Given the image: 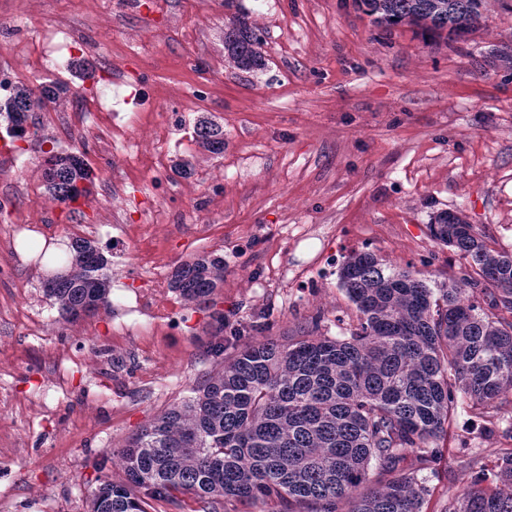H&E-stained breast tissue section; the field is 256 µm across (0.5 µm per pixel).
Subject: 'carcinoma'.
<instances>
[{
	"instance_id": "carcinoma-1",
	"label": "carcinoma",
	"mask_w": 512,
	"mask_h": 512,
	"mask_svg": "<svg viewBox=\"0 0 512 512\" xmlns=\"http://www.w3.org/2000/svg\"><path fill=\"white\" fill-rule=\"evenodd\" d=\"M386 28L408 22L448 31L456 40L483 17L486 0H357ZM232 12L224 54L242 72L266 67L261 38L241 0ZM56 95L12 103L16 125ZM196 140L224 153V129L200 125ZM43 180L61 205L75 211L95 178L80 156L47 151ZM432 242L456 250L466 278L431 285L421 273L365 251L345 258L339 288L356 310L343 338L319 334L321 316L301 335L248 343L219 370L131 436L119 453L125 480L108 475L91 492L89 512H148L153 501L177 503L189 494L201 512L226 500L271 501L276 512H423L427 478L418 472L437 458L458 403L494 418L512 404V252L491 245L465 214L444 211L428 225ZM107 259L89 239L74 238L64 269L46 278L45 294L68 319L108 306ZM224 286V257L196 255L172 272L170 287L208 305ZM454 495L448 512H512V448Z\"/></svg>"
}]
</instances>
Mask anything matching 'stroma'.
I'll list each match as a JSON object with an SVG mask.
<instances>
[{
	"mask_svg": "<svg viewBox=\"0 0 512 512\" xmlns=\"http://www.w3.org/2000/svg\"><path fill=\"white\" fill-rule=\"evenodd\" d=\"M152 16L190 27L182 41L157 29L151 51L126 33L140 25L124 0L112 27L97 36V62L124 77L79 91L76 110L49 119L58 149L95 158V193L110 209L68 219L32 207L23 172L42 165L39 137L15 139L9 184L21 208L0 215V512H87L99 472L121 480L126 441L217 364L209 353L213 312L224 315L226 353L247 342L296 336L321 316L327 336L346 333L354 310L338 286L349 254L370 251L422 271L429 282L462 277L467 263L433 243L427 226L442 211H463L512 251V73L496 64L512 54V0H492L466 39L400 25L377 26L355 0H242L263 37L264 70L243 73L224 60V0H156ZM19 0H0L5 22L23 20L17 40L0 39V63L41 70L67 33L49 17L22 18ZM194 56V68L184 65ZM210 81L212 108L224 125V153H190L188 124H171L166 84L192 89ZM160 134L156 156L136 146L139 127ZM189 163L191 181L173 165ZM224 170V200L207 206L211 173ZM170 198H156L157 178ZM174 223H159L161 213ZM51 223L48 242L82 226L108 257L110 304L68 321L44 293L42 267L21 251L13 224ZM224 258V286L213 308L184 300L169 286L175 265L195 255ZM459 407L438 447L429 512L445 507L472 476L470 460L488 463L512 448L502 430ZM471 441L463 450L462 441Z\"/></svg>",
	"mask_w": 512,
	"mask_h": 512,
	"instance_id": "1",
	"label": "stroma"
}]
</instances>
